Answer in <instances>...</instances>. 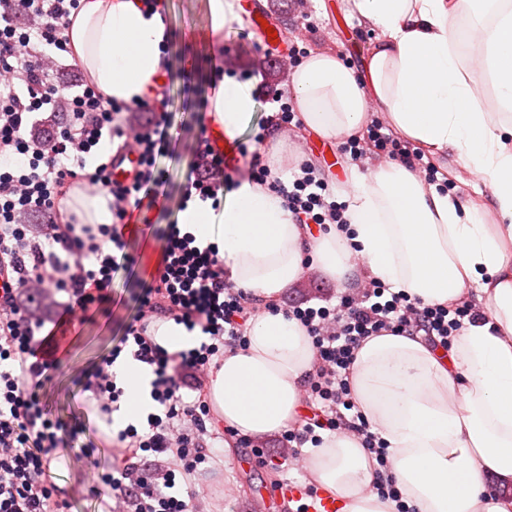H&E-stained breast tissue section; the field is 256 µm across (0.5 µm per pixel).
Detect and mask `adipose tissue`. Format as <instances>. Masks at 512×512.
I'll return each mask as SVG.
<instances>
[{
  "mask_svg": "<svg viewBox=\"0 0 512 512\" xmlns=\"http://www.w3.org/2000/svg\"><path fill=\"white\" fill-rule=\"evenodd\" d=\"M345 14L378 30L362 67L330 50L309 51L290 75L292 105L307 130L342 142L380 110L401 137L431 156L455 157L480 175L489 206L452 202L400 163L351 169L337 194L343 229L310 235L283 195L243 179L219 201L188 200L181 231L213 246L224 275L263 302L278 300L312 256L331 279H377L423 303L465 300L471 291L487 322L466 325L449 349L385 333L365 340L351 366L353 400L387 444L400 501L373 488L377 464L355 440L324 437L304 466L345 504L344 512H512V0H345ZM143 0H83L63 32L80 68L117 103L134 104L157 86L168 40ZM475 14L469 32L454 18ZM475 56L462 57V37ZM493 86L496 105L482 90ZM255 84L223 76L211 88L209 118L233 145L255 115ZM245 347L225 351L209 400L225 428L262 437L299 424L302 386L312 373V338L284 310L251 320ZM124 423L150 400L152 371L117 361ZM502 493L489 495L488 479Z\"/></svg>",
  "mask_w": 512,
  "mask_h": 512,
  "instance_id": "ef3b65f1",
  "label": "adipose tissue"
}]
</instances>
